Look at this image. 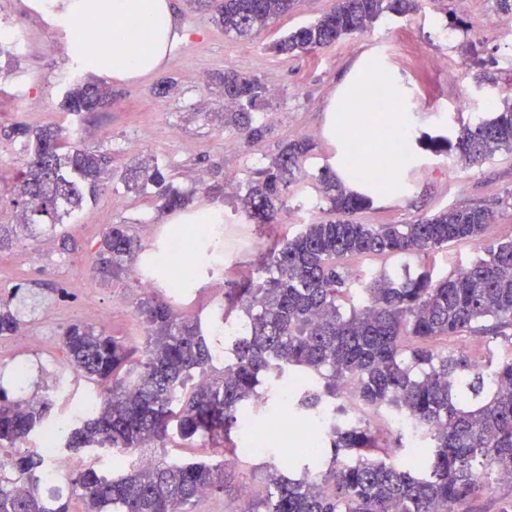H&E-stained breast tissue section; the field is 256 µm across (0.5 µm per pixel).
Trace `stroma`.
Wrapping results in <instances>:
<instances>
[{
  "instance_id": "35a3bbf8",
  "label": "stroma",
  "mask_w": 512,
  "mask_h": 512,
  "mask_svg": "<svg viewBox=\"0 0 512 512\" xmlns=\"http://www.w3.org/2000/svg\"><path fill=\"white\" fill-rule=\"evenodd\" d=\"M335 0H294L287 16L246 37L225 35L207 10L189 0H173L185 38L160 72L140 79L108 82L109 95L98 112L76 118L62 107L64 75L72 65L66 52L68 33L52 31L47 17L32 12L27 0H0V12L27 34L16 60L0 57V125L21 123L36 129L56 124L73 128L85 148L110 154L118 176L106 179L104 189L87 210L90 221L18 229L16 242L0 250V296L22 286V330L43 336L42 351L20 356L27 368L24 384L9 381L7 388L26 398L43 386V369L58 372L64 353L59 335L72 323H87L107 334L143 337L145 329L134 306L141 298L133 272L109 279L94 272L96 251L107 225H127L133 236L151 249L161 244L173 217L158 212L152 189L127 188L122 171L145 159L157 160L174 186H194L193 172L204 174L211 195H196L195 207L222 209L229 232L224 240L225 276L199 266L192 279L189 304L193 314L209 318L223 301L226 281L236 269H258L277 228L296 230V217L305 222L329 220L328 205L315 190L323 167L339 168L343 151L340 136L329 133L333 98L345 94L355 69L365 60H380L406 93L411 128L410 148L416 158L406 189L376 196L367 209L353 214L361 224H411L443 208L487 205L494 220L481 239L449 243L434 257L436 275L468 266L485 247L512 239V152H496L468 166L454 162L447 142L461 126L475 125L512 98V13L499 12L495 0H420L416 12L404 17L384 16L368 32L341 39L318 53L277 56L270 44L285 32L315 20ZM494 28H483L488 16ZM232 69L258 77L267 89L269 111L278 115L262 140L224 148V94L219 74ZM456 79H449V72ZM171 82L161 96L157 84ZM310 138L316 145L296 183L288 192L279 224L250 223L237 210L228 184L244 189L257 167L268 164L292 139ZM36 249L38 265L24 263L22 246ZM55 306L59 316L45 323L44 307ZM111 313L96 318L98 309ZM269 456L247 459L224 469L223 493L201 498L194 512H230L239 503V482L252 473L254 493H263V468Z\"/></svg>"
}]
</instances>
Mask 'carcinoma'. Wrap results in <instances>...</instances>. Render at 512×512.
Here are the masks:
<instances>
[{"mask_svg":"<svg viewBox=\"0 0 512 512\" xmlns=\"http://www.w3.org/2000/svg\"><path fill=\"white\" fill-rule=\"evenodd\" d=\"M292 6L293 0H221L213 21L224 34L242 37L287 15ZM418 7V0H336L269 50L315 54L367 32L388 13L405 16ZM221 84L224 129L246 143L262 138L267 125L256 112L266 93L261 81L227 69ZM104 97L101 83H74L63 108L84 115L96 111ZM3 136L23 142V165L8 198L19 224L54 229L97 196L106 155L79 146L54 125L32 131L15 124ZM314 148L308 138L291 140L254 172L237 196L251 223H278L295 173ZM452 148L466 164L512 151V102L473 127H461ZM123 181L156 188L162 213L190 210L197 193L167 183L154 163ZM319 183L336 218L274 240L261 266L265 277L224 292V322L241 311L247 324L242 334L215 339L200 320L180 318L168 298L155 295L135 305L136 316L147 324L142 343L88 324L63 330L66 370L57 374L54 387L67 380H112L92 412L59 416L49 425L55 406L50 387L27 400H14L0 387V512H70L72 498L82 512H190L202 495L224 492V460L122 464L109 477L93 466L69 470L63 473L69 499L63 501L43 490L45 448L17 444L66 419L57 436L62 452L110 451L118 457L177 436L234 454L240 450L235 436L260 413L254 404L260 388L271 406L279 387L297 377L306 385L296 390L293 404L331 424L318 448L330 451V464L318 471L305 466L296 478L293 463L269 466L265 494L250 498L246 512H463L490 478L512 473V356L478 365L426 346L464 332L490 333L512 344V240L438 280L428 270L366 277L358 287L359 303L345 312L338 298L353 290V276L336 260L363 254L428 258L450 242L478 240L492 210L459 207L413 224H356L349 216L369 207L371 197L349 189L329 167ZM143 252L126 225L113 224L98 242L99 271H127ZM17 293L0 297V337L14 335L21 324L13 305ZM340 398L407 419L428 439L427 462L414 472L401 467L396 449L370 423L343 417L347 409L336 404Z\"/></svg>","mask_w":512,"mask_h":512,"instance_id":"1","label":"carcinoma"}]
</instances>
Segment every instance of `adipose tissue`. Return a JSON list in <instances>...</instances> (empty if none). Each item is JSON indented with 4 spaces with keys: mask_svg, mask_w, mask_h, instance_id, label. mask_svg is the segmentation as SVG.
<instances>
[{
    "mask_svg": "<svg viewBox=\"0 0 512 512\" xmlns=\"http://www.w3.org/2000/svg\"><path fill=\"white\" fill-rule=\"evenodd\" d=\"M29 5L50 15L56 28L70 32L69 56L81 57L88 71L117 82L158 72L184 38L172 0H29ZM117 22L123 25L122 33L110 36L108 30ZM90 25L104 29V36L91 44L78 41L77 33ZM345 136L347 143L361 146L362 154L350 157L340 175L359 168L362 155L375 149H391L402 164L411 160L404 123L380 128L356 111Z\"/></svg>",
    "mask_w": 512,
    "mask_h": 512,
    "instance_id": "adipose-tissue-1",
    "label": "adipose tissue"
}]
</instances>
